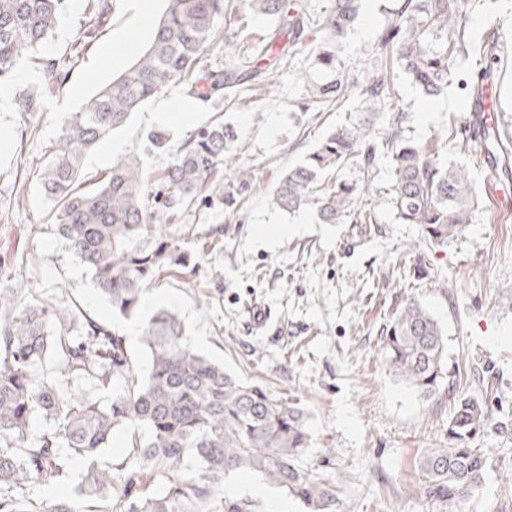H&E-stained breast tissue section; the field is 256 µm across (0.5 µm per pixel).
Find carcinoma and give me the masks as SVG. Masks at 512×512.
Instances as JSON below:
<instances>
[{"label": "carcinoma", "instance_id": "obj_1", "mask_svg": "<svg viewBox=\"0 0 512 512\" xmlns=\"http://www.w3.org/2000/svg\"><path fill=\"white\" fill-rule=\"evenodd\" d=\"M64 6L65 0H0V84L31 58L43 77L40 89L19 91L24 112L40 111L45 96L60 89L74 65L73 55L36 57ZM359 7L360 0H333L320 23L329 42L345 37ZM244 9L271 20L261 47L245 53L248 35L237 31L224 40L225 68H207L208 47L221 35L224 15ZM111 11V0H90L86 37L96 36ZM462 15V0H396L375 41L361 88L364 103L393 107L390 61L426 94H440L451 76ZM309 21L300 0H165L147 48L69 114L49 147L38 188L55 205L57 234L92 272L113 313L133 317L155 276L166 268L188 267L176 239L161 236L151 247L144 241L158 227L176 223L184 207L215 203L205 196V184L228 163L234 134L219 119L179 145L171 144L167 131H153L155 148L172 155L156 176L127 157L90 177L85 156L145 102L174 86L201 102L227 90H266L273 70L288 65ZM353 88L355 83L344 78L314 85L306 110L340 109ZM407 118L396 110L382 138L391 149L397 215L405 224L419 225L431 245L444 247L467 229L471 180L465 168L446 164L407 138ZM376 140L369 126L336 129L281 175L275 204L288 212L313 207L324 224L361 214L357 203L363 187L340 181L326 188L324 183L329 172L347 164L370 165ZM235 182L224 195L232 206L252 184L249 168L237 167ZM140 340L148 354L144 371L128 353L126 338L80 305L37 294L24 299L10 288L0 289V512H85L75 501L47 505L33 496L36 482L66 476L73 461L83 465L81 499L110 500L113 512H256L252 500L217 494L224 478L237 471L259 474L308 512H337L336 490L302 465L311 443L303 408L241 382L193 351L172 308L156 311L142 325ZM382 350L397 380L427 398L440 389L447 339L423 306L409 302L398 310L383 329ZM48 358L56 362L55 377L37 374ZM74 379H87L99 391L112 392V398L103 403L76 393L68 387ZM454 402L448 447L430 448L419 460L424 497L445 505L482 486L487 457L473 441L491 422L479 399ZM34 417L46 428L32 435ZM120 433L127 456L100 465L98 458ZM158 475L166 481L153 490Z\"/></svg>", "mask_w": 512, "mask_h": 512}]
</instances>
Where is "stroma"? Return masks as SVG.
Listing matches in <instances>:
<instances>
[{
    "label": "stroma",
    "instance_id": "1",
    "mask_svg": "<svg viewBox=\"0 0 512 512\" xmlns=\"http://www.w3.org/2000/svg\"><path fill=\"white\" fill-rule=\"evenodd\" d=\"M392 0H363L346 38L336 46L340 75L362 78ZM165 8L138 15L133 0H112V18L82 51L67 85L28 114L14 98L37 88L42 74L21 64L12 85L0 89V288L19 296L38 291L75 301L92 318L125 336L131 356L146 365L137 329L155 310L182 316L191 347L242 381L264 385L308 413L312 445L303 458L336 491L346 512H512V218L501 219L486 188L488 173L462 80L488 71L501 87L499 120L512 127V0H468L466 32L448 86L430 97L392 68L395 105L410 116L406 135L448 163L468 169L475 198L465 234L448 247L431 246L418 225L401 223L393 204L391 157L378 148L375 163L339 169L340 180L368 185L367 220L324 224L315 210L278 208L280 175L301 161L331 131L353 121L382 130L385 114L360 99L345 109L303 111L306 84L320 80L316 49L325 40L309 26L304 48L279 69L257 97L189 101L191 118L165 120L172 143L214 119L233 125L230 167L216 182L229 184L235 166L251 168L252 185L237 211L188 208L161 234L190 252L193 271L160 273L146 288L138 316L113 315L89 269L54 231L52 206L37 175L64 119L125 71L147 47ZM88 0H66L61 20L41 49L45 57L70 56L84 36ZM149 101L108 137L118 156L139 157L162 173L167 153L149 134L157 125ZM419 302L448 338L445 386L424 397L398 382L380 354V335L407 302ZM479 398L491 413L478 444L488 457L483 484L455 505L426 499L417 464L429 448L448 445L453 395ZM218 491L247 497L258 512H306L284 490L254 473L227 476Z\"/></svg>",
    "mask_w": 512,
    "mask_h": 512
}]
</instances>
